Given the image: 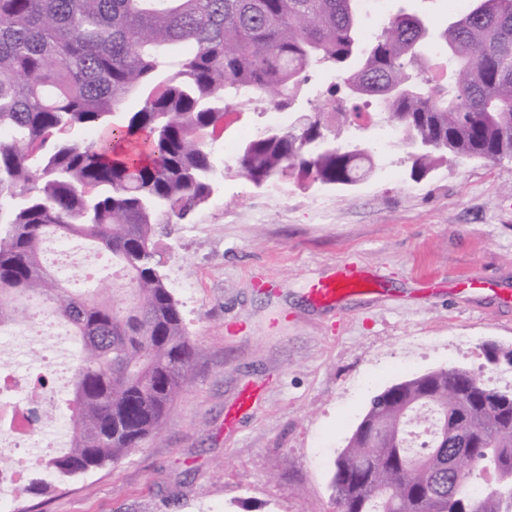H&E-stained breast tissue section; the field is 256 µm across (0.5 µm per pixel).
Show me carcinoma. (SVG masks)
Here are the masks:
<instances>
[{"mask_svg":"<svg viewBox=\"0 0 512 512\" xmlns=\"http://www.w3.org/2000/svg\"><path fill=\"white\" fill-rule=\"evenodd\" d=\"M312 68L334 72L327 98L238 143L234 172L257 188L353 186L375 170L383 126L416 179L512 159V0H473L445 23L401 11L371 41L361 0H0V323L36 300L80 345L70 446L26 491L161 437L196 351L156 228L193 223L213 198V145L243 122L241 101L290 108ZM130 96L140 107L119 111ZM368 98L380 111H361ZM50 237L110 253L121 298L57 278L41 258ZM378 424L401 426L399 441ZM478 467L508 492L474 490ZM333 485L334 512H512V394L457 367L385 389Z\"/></svg>","mask_w":512,"mask_h":512,"instance_id":"obj_1","label":"carcinoma"}]
</instances>
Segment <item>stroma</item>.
Masks as SVG:
<instances>
[{
    "label": "stroma",
    "mask_w": 512,
    "mask_h": 512,
    "mask_svg": "<svg viewBox=\"0 0 512 512\" xmlns=\"http://www.w3.org/2000/svg\"><path fill=\"white\" fill-rule=\"evenodd\" d=\"M471 0H388L447 21ZM364 18V26H371ZM384 161L351 187L258 189L225 174L195 223L157 228L196 349V383L160 439L66 485L16 493L32 512H333L332 478L371 398L465 366L512 388V162H451L421 181ZM368 281L335 304L308 289L339 267ZM247 408H240L242 397Z\"/></svg>",
    "instance_id": "obj_1"
}]
</instances>
